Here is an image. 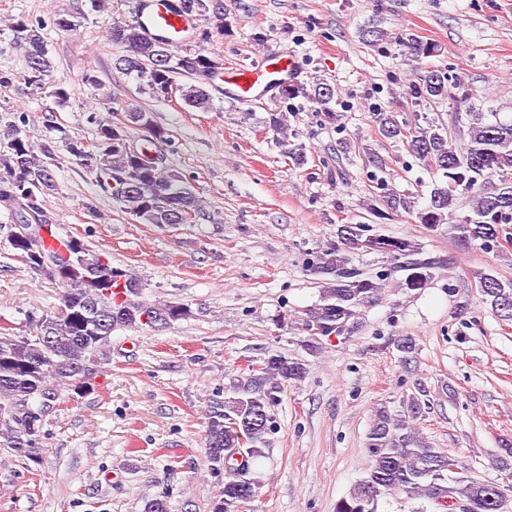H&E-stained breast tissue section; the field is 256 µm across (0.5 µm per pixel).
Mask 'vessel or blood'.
<instances>
[{"instance_id":"1","label":"vessel or blood","mask_w":512,"mask_h":512,"mask_svg":"<svg viewBox=\"0 0 512 512\" xmlns=\"http://www.w3.org/2000/svg\"><path fill=\"white\" fill-rule=\"evenodd\" d=\"M133 13L143 32L151 38H164L173 43L185 40L195 22L180 12L178 0H133ZM299 75L294 56L278 51L261 61L239 65L232 75L223 76L224 95L232 100L250 97L273 99L281 85Z\"/></svg>"}]
</instances>
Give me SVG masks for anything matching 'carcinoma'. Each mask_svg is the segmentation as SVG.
I'll return each mask as SVG.
<instances>
[{
    "instance_id": "obj_1",
    "label": "carcinoma",
    "mask_w": 512,
    "mask_h": 512,
    "mask_svg": "<svg viewBox=\"0 0 512 512\" xmlns=\"http://www.w3.org/2000/svg\"><path fill=\"white\" fill-rule=\"evenodd\" d=\"M187 16L207 21L210 28L224 32V12L215 0H179ZM18 46L24 51L26 67L20 72L0 71V88L20 82L35 89L54 67L38 28L19 19L14 23ZM119 49L116 69L142 81L156 98L165 97L167 86L183 75L190 81L179 85L184 106L201 112L212 108L208 86L221 74L219 58L199 48L164 63L173 45L146 37L134 21H115L108 31ZM406 56L415 61L437 57L441 47L414 35L399 39ZM406 94L417 102L438 103L448 97V71L421 66ZM285 99L304 98L328 118H335L330 104L334 89L324 83L308 88L290 83L281 89ZM126 122H98L95 159L84 151L87 145L69 136L49 137L39 145L30 141L27 130L14 122L6 125L7 150L0 152V206L11 223L0 224V232L15 255L41 279L61 290L67 312L59 311L30 319L32 335L16 336L0 327V455L38 462L44 450V421L62 399V392L80 394L90 383L82 377L105 361L112 331L160 329L188 317L190 308L171 302H151L143 296L139 279L108 266L112 279H102L93 267L98 256L73 236L62 237L53 227L30 242L22 232L23 210L39 214L38 199L57 191L50 160L63 148L76 162H91L100 187L114 193L122 211L145 224L177 223L181 215L205 219L202 201L174 168L152 159L157 144L168 140V132L154 123L150 113L133 106L125 110ZM381 138L402 144L411 156L428 167L437 179L430 184L429 202L415 213L417 223L433 231L444 224L458 228L468 242L482 251L499 252L512 245V119L489 120L482 112L469 113L463 142H453L448 125L428 117L419 122L399 117L396 112L374 113ZM265 128L286 149L292 164L307 163L302 145L289 140L288 116L270 112ZM143 132L141 142L130 139L129 129ZM119 188L112 189V184ZM472 198L468 214L457 215L461 197ZM370 252L386 258L393 269L406 272L409 290L427 286L433 271L450 260L432 255L407 237L380 233L370 224L336 225V241L320 251L309 272L322 284L320 303L306 310L305 326L316 334L303 340L315 353L321 341L339 335L359 308L378 300L385 274L368 275L349 266L348 254ZM481 301L505 321H512V279L503 280L482 270ZM406 371L416 351L410 338L396 341ZM307 372L304 361L272 353L261 365L238 376L224 391V398L209 401L206 447L213 470L224 471V487L211 503V512H243L246 499L257 496L258 483L252 465L264 454L268 435L276 428L274 408L288 384ZM402 400L395 414L376 409L366 437L369 466L366 476L349 494L336 502L335 512H379L382 499L404 495L422 499L436 512H455L447 501L461 503L466 512H505V500L493 499L495 484L464 474L458 457L433 448L416 430L423 416L424 385Z\"/></svg>"
}]
</instances>
